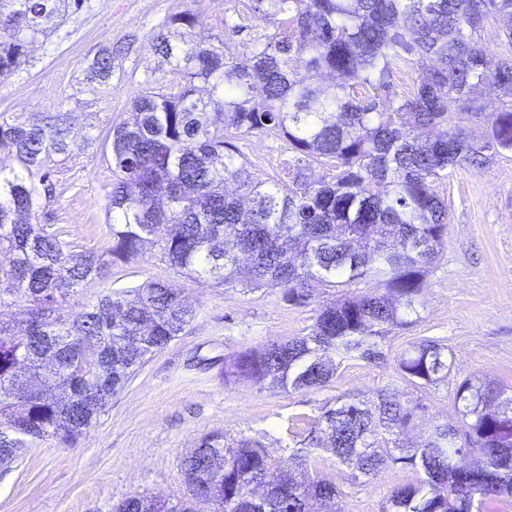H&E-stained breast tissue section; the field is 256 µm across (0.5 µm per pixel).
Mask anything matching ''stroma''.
Here are the masks:
<instances>
[{"instance_id":"35a3bbf8","label":"stroma","mask_w":512,"mask_h":512,"mask_svg":"<svg viewBox=\"0 0 512 512\" xmlns=\"http://www.w3.org/2000/svg\"><path fill=\"white\" fill-rule=\"evenodd\" d=\"M200 13L195 40L228 37L234 53L249 55L259 23L237 0H87L48 38L34 42L28 62L0 81V113L22 117L68 113L71 136L88 148L54 176L46 207L61 235L81 249L100 251L109 241L106 194L112 172L102 138L111 120L129 111L147 76L162 63L152 39L171 16ZM240 30L225 35L224 20ZM122 46L108 83L92 85L88 67L105 46ZM251 171L264 179L283 174L292 158L276 137L239 141ZM449 198L448 241L420 297L419 321L381 343L379 364H343L329 388L282 394L250 386L225 387L224 358L309 332L327 295L315 288L309 304L293 307L276 289L246 293L187 280L158 256L113 266L108 277L79 287L72 309L95 302L106 288L162 280L183 289L198 310L186 332L155 354L115 395L97 423L71 447L54 441L26 449L12 471L0 473V512H112L139 493L186 496L182 460L200 436L225 432L261 438L271 455L288 457L285 430L292 416L317 418L327 401L350 389L397 385V359L423 336L444 340L458 374L512 387V155L490 168L456 169L438 187ZM310 470L336 478L343 489L339 512H383L394 488L415 483L413 469L390 466L365 482L318 452Z\"/></svg>"}]
</instances>
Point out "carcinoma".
Returning a JSON list of instances; mask_svg holds the SVG:
<instances>
[{
  "instance_id": "carcinoma-1",
  "label": "carcinoma",
  "mask_w": 512,
  "mask_h": 512,
  "mask_svg": "<svg viewBox=\"0 0 512 512\" xmlns=\"http://www.w3.org/2000/svg\"><path fill=\"white\" fill-rule=\"evenodd\" d=\"M86 0H0V78L26 63ZM263 23L247 57L226 41L193 39L199 14L168 18L153 47L169 71L147 78L126 117L103 139L112 170V242L84 251L32 222L50 195L56 156L90 144L69 138L66 116L0 113V468L48 440L74 445L146 359L197 317L160 281L108 288L66 311L82 283L152 252L196 283L281 290L304 306L312 283L332 291L304 336L273 340L224 361V385L320 391L343 363L384 359L380 342L418 322L416 305L448 238V200L436 184L458 167L483 169L512 153V0H246ZM499 29L490 47L487 28ZM112 47L88 79L112 77ZM413 72L398 92L395 78ZM508 99L485 116L480 89ZM459 103L456 112L448 102ZM435 129L433 139L421 137ZM279 137L295 152L288 180L252 174L235 140ZM322 174L314 176V169ZM18 322L23 332L14 331ZM421 394L448 379L454 356L422 338L397 360ZM454 416L419 442L406 438L426 405L387 385L353 390L316 419L288 428L293 454L278 461L258 438L201 436L183 458L189 495L132 494L113 512H337L336 478L311 473L315 450L370 479L390 465L422 474L394 488L385 512H490L512 498V394L486 379L456 383ZM298 471L267 482L273 469Z\"/></svg>"
}]
</instances>
